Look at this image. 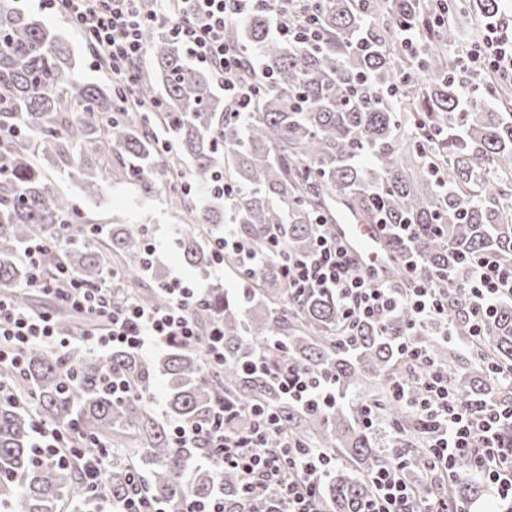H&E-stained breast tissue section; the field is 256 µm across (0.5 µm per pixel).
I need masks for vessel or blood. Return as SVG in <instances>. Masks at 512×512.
Returning <instances> with one entry per match:
<instances>
[{
  "mask_svg": "<svg viewBox=\"0 0 512 512\" xmlns=\"http://www.w3.org/2000/svg\"><path fill=\"white\" fill-rule=\"evenodd\" d=\"M334 230L337 240L345 245L361 267L375 272L380 278H388L392 261L379 225L359 220L353 224L335 225Z\"/></svg>",
  "mask_w": 512,
  "mask_h": 512,
  "instance_id": "b4317fda",
  "label": "vessel or blood"
}]
</instances>
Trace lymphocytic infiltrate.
Segmentation results:
<instances>
[{"mask_svg":"<svg viewBox=\"0 0 512 512\" xmlns=\"http://www.w3.org/2000/svg\"><path fill=\"white\" fill-rule=\"evenodd\" d=\"M281 2L278 9L272 0H156L153 9L146 7L145 0H47L46 5L81 33L93 50L97 67L111 74L112 86L124 103L136 101L139 61L145 54L142 31L148 23L164 22L186 44L193 63L212 72L234 111L244 112L253 87L239 78L245 61L225 42L226 23L246 11L266 10L274 20L271 31L276 36L307 43L321 33L315 13L294 16L289 12L294 0ZM460 69L469 77L465 86L469 92L485 85L486 73L512 74V27L488 24L481 44L462 61ZM220 248L235 254L246 271L253 273L275 262L289 288H316L333 294L349 323L383 317L401 304L411 308L416 325L444 313L440 289L424 277L416 253L408 248L399 261L402 281L398 284L369 278L343 244L321 228L316 231L313 249L304 256L292 254L276 238L265 248H253L232 224L225 225ZM467 272L462 292L469 307L468 334L475 338L500 303L512 300V265L503 264L494 253L481 252L470 258ZM27 285L83 316L90 328L77 337L65 333L51 313L18 308L1 292L0 358L13 364H21L23 350L32 344L63 350L77 340L99 350L149 353L192 344L201 337L206 340L208 363L224 361L223 330L214 327L201 333L195 319V310L204 303L208 289L191 279L175 278L166 283L171 302L165 307L147 305L133 296L113 299L109 286L90 287L73 274L47 281L36 272ZM400 347L405 362L422 369V390L416 396L398 382L393 394L436 426L428 471L451 478L459 466H466L491 493V512H504L505 506H512V442H503L499 429L512 423V405H472L457 400L448 388L446 372L417 344L413 329L406 330ZM270 374L288 399L307 408L320 411L336 404L334 379L285 366L271 369ZM251 420L247 433L222 423L175 424L179 442L201 440L215 451L214 457L202 460L204 466L215 469L213 492L207 499L192 502L190 512H228L222 482L228 470L237 474L243 488L272 486L277 490L270 499L242 497L240 512H326L322 477L329 456L295 442L283 449L277 447L279 422L274 414L255 410ZM409 468L408 458L403 457L375 473L370 479L372 494L361 512H471L469 506L445 496L416 508Z\"/></svg>","mask_w":512,"mask_h":512,"instance_id":"f902f5d3","label":"lymphocytic infiltrate"}]
</instances>
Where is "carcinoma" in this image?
<instances>
[{
    "instance_id": "1",
    "label": "carcinoma",
    "mask_w": 512,
    "mask_h": 512,
    "mask_svg": "<svg viewBox=\"0 0 512 512\" xmlns=\"http://www.w3.org/2000/svg\"><path fill=\"white\" fill-rule=\"evenodd\" d=\"M321 20L316 43L288 44L271 35L269 13L251 11L224 27L225 42L246 58L259 54L261 69L241 80L256 93L246 123L218 96L208 72L191 65L185 47L164 24L151 25L143 42L152 68L141 70L138 94L148 102L163 92L161 112H135L112 91L75 77L76 64L60 34L19 4L0 0V290L30 275L22 250L45 248L41 274H76L100 285L120 263L117 294L162 305L157 287L142 294L145 275L166 279L144 241L125 224H82L70 198L45 174L52 168L82 191L102 189L104 169L148 190L163 163L169 180L190 181L203 199L177 196L197 230L178 239L183 265L206 274L214 265L210 243L222 237L224 218L255 247L281 239L306 252L321 218L336 223L341 203L373 224H409L410 246L430 274L460 278L476 252H493L512 264V105L508 90L491 88L496 103L461 97L458 68L448 56L456 39L455 0H315L306 3ZM467 12L487 21L499 0H468ZM433 20L420 50L402 47L397 24ZM368 78L367 93L352 85ZM106 162V168L100 163ZM224 176L230 194L215 191ZM224 265L239 278L231 292L217 279L196 310L201 333L224 330V366H206L204 342L174 345L146 358L130 350L89 353L31 346L23 365L0 366L11 388L0 395V510L83 512L99 502L78 462L42 459L33 447L36 422L73 436L107 455L106 494L116 500L134 473L165 512H187L189 500L212 492L213 471L195 461L208 455L203 442L179 444L169 420L211 421L262 407L279 418L283 439L324 450L333 465L324 476V501L332 512H358L372 492L370 476L413 459L425 469L430 426L393 397L396 380L421 375L403 366L400 337L412 313L401 305L379 320L342 326L336 298L308 289L293 293L270 263L249 275L233 254ZM447 311L420 329L417 341L448 371V386L464 402L512 405V384L488 365H512V303L505 301L479 337L473 368L457 367L442 340L446 322L463 336L466 311L455 281L441 282ZM336 379V406L316 412L288 403L277 384L250 371L258 355ZM166 382L169 420L152 411L157 377ZM130 390L112 395V380ZM387 425L397 448H377L364 416ZM457 497L480 498L485 485L466 466L455 478ZM238 477L224 473V499L241 500Z\"/></svg>"
}]
</instances>
